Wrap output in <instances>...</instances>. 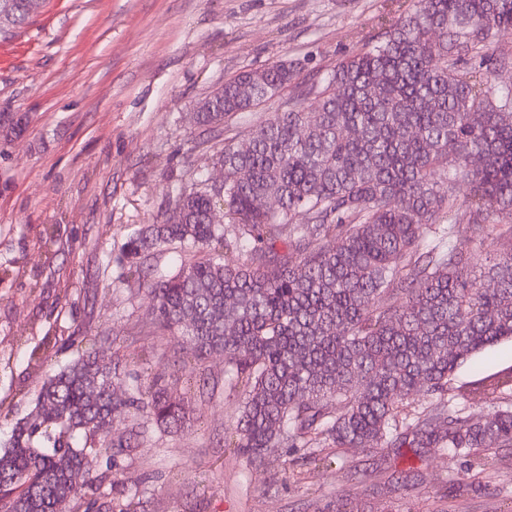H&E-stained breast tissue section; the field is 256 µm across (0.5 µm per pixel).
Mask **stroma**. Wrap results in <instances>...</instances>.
<instances>
[{
    "label": "stroma",
    "mask_w": 512,
    "mask_h": 512,
    "mask_svg": "<svg viewBox=\"0 0 512 512\" xmlns=\"http://www.w3.org/2000/svg\"><path fill=\"white\" fill-rule=\"evenodd\" d=\"M393 0H42L30 23L0 39V113H25L23 136L0 139V448L34 408L44 374L109 338L127 369L169 384L186 422L149 425L139 447L104 474L101 512H315L346 493L365 512H512V448L480 483L441 453L350 449L329 468L288 456L287 470L249 467L225 447L239 398L224 385V358L203 366L169 354L144 291L119 280L133 228L159 220L168 189L218 181V138L202 133L198 103L236 74L285 60L293 86L332 68L378 33ZM57 227L55 253L41 241ZM59 349L43 371L27 365L43 337ZM158 355L147 358L149 349ZM512 368V341L465 361L449 395ZM412 472L414 487L390 482Z\"/></svg>",
    "instance_id": "stroma-1"
}]
</instances>
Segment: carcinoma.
<instances>
[{
  "mask_svg": "<svg viewBox=\"0 0 512 512\" xmlns=\"http://www.w3.org/2000/svg\"><path fill=\"white\" fill-rule=\"evenodd\" d=\"M31 17L29 0H0V37ZM378 25L291 97L294 72L277 61L200 102L197 123L212 132L275 108L224 137V188L180 187L160 223L128 235L121 279L147 292L183 354L224 355L247 464L268 467L283 448L314 461L322 448H436L478 479L493 448L512 447V382L481 420L455 409L448 385L465 359L512 341V85L496 81L512 68V0H410ZM25 127L0 113L3 136ZM221 205L244 237L212 223ZM458 224L468 250L451 242ZM173 247L169 273L160 258ZM53 351L42 342L29 364ZM119 376L101 346L46 377L0 452V512H71L103 481L89 455L137 447L145 416L184 422L161 381L118 393ZM421 395L435 400L416 412ZM119 424L128 435L116 440ZM81 433L96 444L72 443Z\"/></svg>",
  "mask_w": 512,
  "mask_h": 512,
  "instance_id": "carcinoma-1",
  "label": "carcinoma"
}]
</instances>
